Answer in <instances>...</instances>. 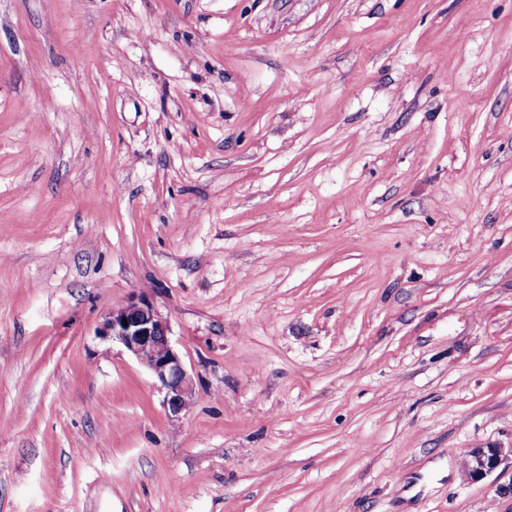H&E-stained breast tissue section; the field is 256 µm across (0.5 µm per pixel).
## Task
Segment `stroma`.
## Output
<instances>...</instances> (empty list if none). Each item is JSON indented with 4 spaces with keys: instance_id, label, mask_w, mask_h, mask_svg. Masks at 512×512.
I'll return each mask as SVG.
<instances>
[{
    "instance_id": "stroma-1",
    "label": "stroma",
    "mask_w": 512,
    "mask_h": 512,
    "mask_svg": "<svg viewBox=\"0 0 512 512\" xmlns=\"http://www.w3.org/2000/svg\"><path fill=\"white\" fill-rule=\"evenodd\" d=\"M147 301L172 416L102 334ZM512 0H0V512H512ZM104 336H111L152 373L171 415L177 417L191 405L194 375L172 342L168 323L149 303L131 300L113 308ZM512 474V448H471L464 457L463 475L476 481L490 475L500 467Z\"/></svg>"
}]
</instances>
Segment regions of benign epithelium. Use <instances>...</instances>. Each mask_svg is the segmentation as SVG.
I'll use <instances>...</instances> for the list:
<instances>
[{
	"instance_id": "7a95c632",
	"label": "benign epithelium",
	"mask_w": 512,
	"mask_h": 512,
	"mask_svg": "<svg viewBox=\"0 0 512 512\" xmlns=\"http://www.w3.org/2000/svg\"><path fill=\"white\" fill-rule=\"evenodd\" d=\"M105 335L152 373L171 415L177 417L191 405L194 375L172 342L168 323L149 303L131 300L112 309ZM501 467L512 469V448H471L464 457L463 475L476 481Z\"/></svg>"
}]
</instances>
